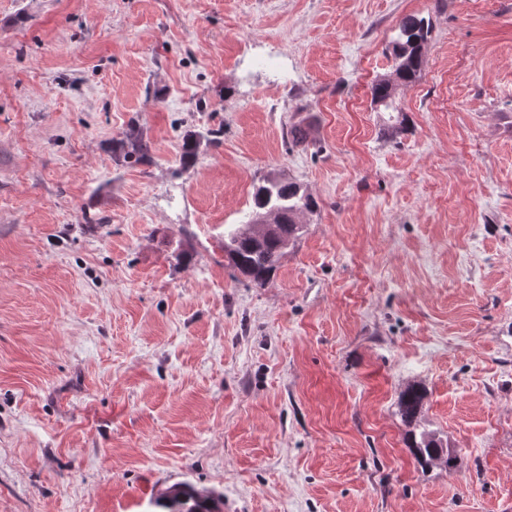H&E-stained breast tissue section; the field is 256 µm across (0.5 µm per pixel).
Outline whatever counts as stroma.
<instances>
[{"label":"stroma","mask_w":512,"mask_h":512,"mask_svg":"<svg viewBox=\"0 0 512 512\" xmlns=\"http://www.w3.org/2000/svg\"><path fill=\"white\" fill-rule=\"evenodd\" d=\"M271 176L318 206L258 287L224 229ZM184 482L223 512H512V0H0V512ZM431 33L429 21L407 17L398 26L397 38L393 41L395 80L410 86L421 77L425 65V45ZM424 401V394L417 388L407 389L401 398L400 412L406 423H412L420 412ZM409 448H412L417 462L424 467L444 463L448 468L457 467V457L437 441L429 433L421 432L419 439L416 434H409Z\"/></svg>","instance_id":"35a3bbf8"}]
</instances>
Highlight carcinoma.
Wrapping results in <instances>:
<instances>
[{"label": "carcinoma", "instance_id": "obj_1", "mask_svg": "<svg viewBox=\"0 0 512 512\" xmlns=\"http://www.w3.org/2000/svg\"><path fill=\"white\" fill-rule=\"evenodd\" d=\"M430 33V22L423 18L412 16L400 22L392 49L395 81L386 78L376 81L371 90L374 102L388 110L392 108L394 82L410 86L419 80ZM315 207L313 197L302 191L297 183L278 177L264 180L253 193V208L247 214V221L258 225L264 218L274 216L279 220L278 228L254 230L249 235L240 230L225 233L224 255L229 264L255 285L264 286L278 268L288 244L301 229L296 222L297 215L311 212ZM423 401L424 394L417 388L411 387L403 393L400 412L405 422L410 423L417 417ZM409 447L424 467L438 463L450 468L457 466V457L429 433L409 434ZM154 505L163 512H214L219 508V504L209 498V493L199 491L189 483L166 489L155 498Z\"/></svg>", "mask_w": 512, "mask_h": 512}]
</instances>
